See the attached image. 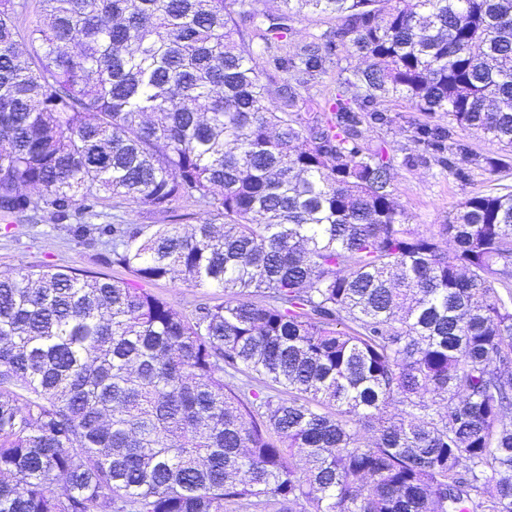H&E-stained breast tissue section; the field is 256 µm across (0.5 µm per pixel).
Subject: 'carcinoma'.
<instances>
[{
	"instance_id": "obj_1",
	"label": "carcinoma",
	"mask_w": 512,
	"mask_h": 512,
	"mask_svg": "<svg viewBox=\"0 0 512 512\" xmlns=\"http://www.w3.org/2000/svg\"><path fill=\"white\" fill-rule=\"evenodd\" d=\"M232 2L0 0V213L225 295L0 272V512H512V191L419 232L365 142L403 99L450 117L403 166L511 169L512 0ZM305 10L340 24L288 55ZM110 213L109 218L99 219L94 223L109 222L112 224V215H118V222L121 224H181L183 228L190 229L193 224H200L203 221L211 218L207 213L205 207L200 206L198 203L188 201L181 202L178 205L177 212L175 214L182 215L180 220L173 221L175 218L169 217V214L161 213H150L141 208H137L126 203L121 204V207L117 209L107 210ZM157 297L168 302L175 310L188 313L197 302L219 305L224 302V292L215 288H194L179 281L162 279L146 286Z\"/></svg>"
}]
</instances>
